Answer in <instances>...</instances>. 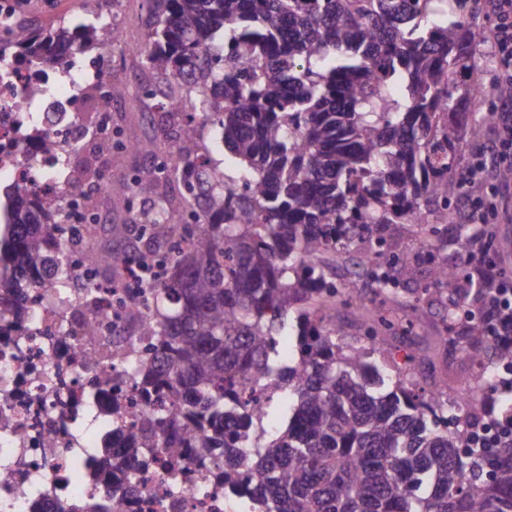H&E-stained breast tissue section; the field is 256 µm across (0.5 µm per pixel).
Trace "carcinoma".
Instances as JSON below:
<instances>
[{
	"label": "carcinoma",
	"instance_id": "obj_1",
	"mask_svg": "<svg viewBox=\"0 0 512 512\" xmlns=\"http://www.w3.org/2000/svg\"><path fill=\"white\" fill-rule=\"evenodd\" d=\"M149 2L140 58L169 98L183 95L186 74L195 86L181 100L172 156L103 184L153 201L139 217L153 230L148 249L103 252L97 263L112 283L135 266L147 272L148 347L123 371L100 374L131 383L154 410L143 427L105 435L98 468L121 440L131 463L108 476L131 485L134 461L156 438L173 463L193 449L254 512H512V446L464 438L467 427L512 421V395L447 417L443 392L425 391L414 373L431 356L413 348L401 366L392 343L415 336L440 304L441 346L495 370L479 389L512 368V343L495 342L482 317L497 281L453 262L488 244L468 224L448 230L449 208L471 184L459 167L461 131L477 137L493 122L482 103L459 109L473 100L474 83L457 77L485 38L481 0ZM111 30L90 11L72 26L15 31L9 48L45 79L55 57L104 46ZM208 125L238 178L204 157L198 129ZM58 177L69 189L84 177L97 184L88 166ZM3 199L11 227L0 234V318L18 322L16 289L63 285L73 261L56 241L81 229L25 185L0 186ZM422 226L431 240L406 246V232ZM356 247L369 256L356 276L377 303L367 349L345 345L327 314L357 307L327 273ZM288 331L292 365L274 349ZM268 379L292 403L245 459L242 389ZM63 512L113 510L100 497Z\"/></svg>",
	"mask_w": 512,
	"mask_h": 512
}]
</instances>
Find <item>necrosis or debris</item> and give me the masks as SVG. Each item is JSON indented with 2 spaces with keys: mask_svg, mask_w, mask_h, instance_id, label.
<instances>
[{
  "mask_svg": "<svg viewBox=\"0 0 512 512\" xmlns=\"http://www.w3.org/2000/svg\"><path fill=\"white\" fill-rule=\"evenodd\" d=\"M102 66L72 72L60 57L40 95H33L30 71L0 66V182L26 184L40 195H55L62 185L46 171L63 161L44 153L34 135L50 103L63 106L64 121L52 127L57 141L82 143L86 131L77 104L85 87L111 82ZM87 276L74 267L68 285L28 289L22 298L25 321L0 319V512H61L63 505L107 495V479L91 480L101 435L112 419L111 385L97 381L101 358L123 363L141 349L140 312L126 291L102 292L95 310L96 334L73 337L72 324L84 321ZM139 471L135 494L118 495L114 512H240L239 501L224 495L215 474L193 456L169 464L161 452Z\"/></svg>",
  "mask_w": 512,
  "mask_h": 512,
  "instance_id": "4bbe7bcc",
  "label": "necrosis or debris"
}]
</instances>
